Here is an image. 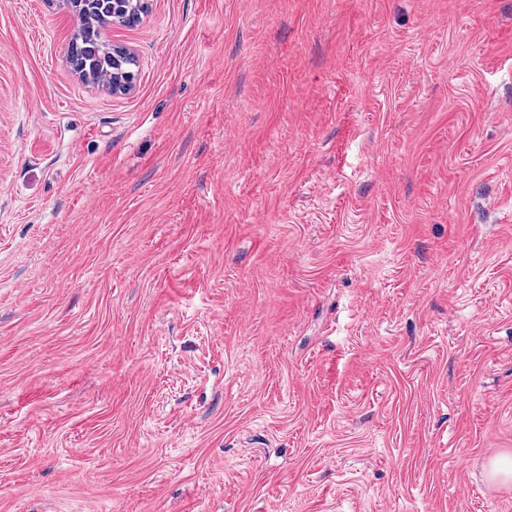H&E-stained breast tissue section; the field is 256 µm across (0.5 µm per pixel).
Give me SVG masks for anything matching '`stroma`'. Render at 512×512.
Segmentation results:
<instances>
[{
    "mask_svg": "<svg viewBox=\"0 0 512 512\" xmlns=\"http://www.w3.org/2000/svg\"><path fill=\"white\" fill-rule=\"evenodd\" d=\"M0 0V512H512V0ZM135 4L140 6L143 13L148 6L147 0H113L112 6L102 9V13L106 16L112 14V19L102 16L98 11L99 6L95 4H86V19L80 21V27L75 33L79 35V51L75 58L76 66L80 72L87 77L98 80V82L106 83L112 80L114 73H121L113 68L112 47L103 39L101 29L106 25L104 21L111 24L124 25L119 18H123L119 13V9L125 8L122 3ZM101 17L104 21H102Z\"/></svg>",
    "mask_w": 512,
    "mask_h": 512,
    "instance_id": "obj_1",
    "label": "stroma"
}]
</instances>
